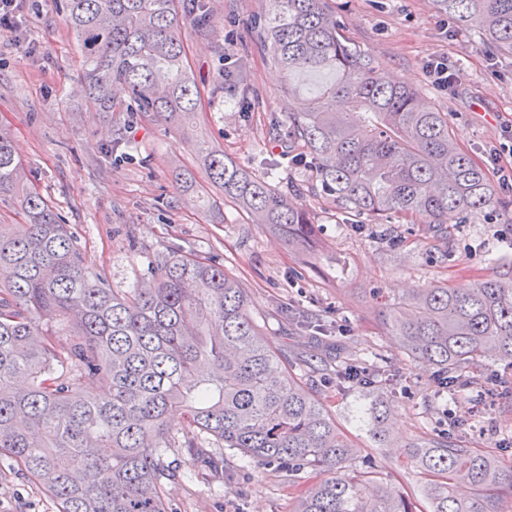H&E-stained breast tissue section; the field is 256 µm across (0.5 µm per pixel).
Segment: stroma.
<instances>
[{"label":"stroma","mask_w":512,"mask_h":512,"mask_svg":"<svg viewBox=\"0 0 512 512\" xmlns=\"http://www.w3.org/2000/svg\"><path fill=\"white\" fill-rule=\"evenodd\" d=\"M352 43L370 55L386 80L424 91L464 148L479 164L499 151L502 130L512 125V57L492 58L477 33L445 21L429 0H330ZM214 30L184 26L181 38L203 93L197 114L200 135L240 167L264 176L279 190L304 183L306 167L287 165L288 119L280 70L261 53L255 22L268 0H210ZM447 60L457 79L440 91L426 79L424 63ZM247 69L248 87L226 85L225 69ZM80 55L55 0H31L18 34L0 33V125L10 129L30 183L70 224L86 264L119 292L147 273L146 252L170 247L217 254L248 295L249 313L274 350L289 355L305 348L313 359L349 355L391 364L396 385L339 389L323 375L303 379L363 453L357 469L375 467L380 481L420 498L422 472L404 461L403 447L432 431L456 430L474 446L498 448L512 465L502 436L512 431L508 399L487 398L483 384L447 395L435 371L411 362L375 317L382 300L413 288L448 284L470 287L506 272L512 260V193L508 208L468 214L450 224L448 251L440 253L424 225L395 218L357 224L327 196L304 195L315 236L309 255L285 242L210 185L194 145L163 123L134 124L113 148L111 123L126 120L84 105ZM191 172L212 206L188 203L173 179ZM401 242L392 248L389 237ZM382 401L390 416V440L376 447L363 414ZM233 475L222 482L182 451L169 457L177 471L165 483L171 512H292L298 495L316 484L311 469L287 472L259 465L237 450L220 451ZM0 512H58L44 487L0 462Z\"/></svg>","instance_id":"1"}]
</instances>
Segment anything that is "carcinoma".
<instances>
[{"label":"carcinoma","mask_w":512,"mask_h":512,"mask_svg":"<svg viewBox=\"0 0 512 512\" xmlns=\"http://www.w3.org/2000/svg\"><path fill=\"white\" fill-rule=\"evenodd\" d=\"M81 56L82 99L100 112L164 121L189 134L201 90L181 27L207 34L205 0H56ZM257 26L265 56L288 78L330 70L308 99L288 84L290 152L309 164L306 189L284 193L196 141L209 181L293 251L314 228L298 196L314 190L345 212L379 221L422 219L448 243V214L506 204L483 167L455 140L445 113L418 89L386 83L352 47L326 0H270ZM473 27L493 54L512 57V0H435ZM0 127V192L21 224H0V457L42 483L59 512H168L162 478L174 448L212 475V444L293 475L323 473L292 512H506L512 469L446 431L408 445L427 481L422 501L356 471L358 446L271 350L247 312L245 291L212 256L181 249L157 257L147 284L107 287L85 266L61 214L28 183ZM378 325L412 360L436 370L444 392L476 382L487 358L512 368V277L470 288H416L378 311ZM387 370L366 358L336 362L339 384H376ZM98 391L83 390L88 380ZM184 414L179 430L168 425ZM369 436L389 437L383 403L367 409ZM465 484L461 497L456 486Z\"/></svg>","instance_id":"cac0c4a2"}]
</instances>
